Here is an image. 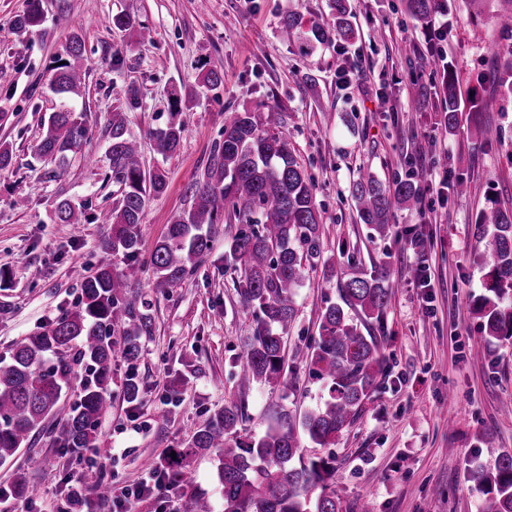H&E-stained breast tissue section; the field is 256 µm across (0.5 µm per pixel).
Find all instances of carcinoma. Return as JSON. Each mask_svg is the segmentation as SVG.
Here are the masks:
<instances>
[{
	"label": "carcinoma",
	"mask_w": 512,
	"mask_h": 512,
	"mask_svg": "<svg viewBox=\"0 0 512 512\" xmlns=\"http://www.w3.org/2000/svg\"><path fill=\"white\" fill-rule=\"evenodd\" d=\"M435 0H405L407 12L425 20ZM496 24L512 30V0H497ZM330 19L311 24L304 34L298 19L282 22L286 40H303L302 51L338 34L354 37L348 0H331ZM38 0L14 22L17 30L39 25ZM85 75L82 41L72 37L66 57L58 58L53 86L64 98L80 93ZM446 102L443 121L458 124V80L448 69L442 85ZM184 125L173 121L153 132L160 153H175ZM87 136L84 115L64 107L51 113L36 152L57 161L54 177L68 173L67 157L81 150ZM223 141L215 147L202 179L192 188L191 208L176 216L155 243L149 262L140 261L142 224L149 198L163 194L166 176L145 172L137 143L125 136L124 112L112 113L108 155L112 176L123 195L112 210L97 217L110 226L104 249L122 256L123 266L101 264L85 277L72 307L46 328L17 339L9 355L0 357V465L14 458L31 440L47 431V423L60 417L50 430L54 443L73 455L94 447L99 420L112 399V361L137 356V339L153 332L149 315L136 310L128 289L139 283L149 266L157 284L170 288L195 271L209 254L221 221L240 225L227 239L228 268L242 305L253 313V332L238 357V387L263 384L288 392L285 371L288 329L296 316L294 290L303 271L318 263L322 250L321 214L313 183L295 159L288 137L267 112L232 111L224 118ZM360 221L376 237L396 233L394 211L421 203L419 188L410 180L387 187L373 172L364 170L351 185ZM62 224L82 223L83 212L69 199L56 206ZM480 225L490 235L485 247L488 268L486 293L473 302L486 335L512 339V211L495 206L484 210ZM399 282L383 275L352 270L339 283V301L322 311L318 335L310 345L298 347L293 359L306 363L310 375L322 382L325 394L315 408L295 417L285 410L271 416L263 434L246 428L248 415L242 401L231 400L224 409L207 413L176 456L166 455L165 469L177 483H190L186 460L215 455L217 476L224 497V512H341L332 483L334 459L306 456L299 451L304 435L317 448H329L348 431L364 411L375 388L383 359L376 337L365 335L369 321L384 318ZM78 394L67 412L62 395L74 379ZM124 399L136 403L140 384L135 373L122 385ZM493 466L476 465L471 479L482 492L480 512H512V454L486 449ZM12 497L33 500L36 488L18 477L9 489Z\"/></svg>",
	"instance_id": "obj_1"
}]
</instances>
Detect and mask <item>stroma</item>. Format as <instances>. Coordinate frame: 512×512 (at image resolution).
<instances>
[{
  "mask_svg": "<svg viewBox=\"0 0 512 512\" xmlns=\"http://www.w3.org/2000/svg\"><path fill=\"white\" fill-rule=\"evenodd\" d=\"M350 4L355 39L335 37L305 55L297 41L282 39L281 24L291 14L305 28L325 21L329 0H40L43 21L26 32L14 31L13 23L29 0H0V142L15 154L12 168L0 172V355L72 306L83 277L107 258V225L74 229L59 223L55 207L67 198L92 216L119 200L107 149L112 113L129 87L138 88L140 106L126 115V135L137 142L145 169L164 171L168 183L146 207L144 260L174 217L190 208L191 187L221 139L225 113L268 104L313 179L323 258L402 281L384 318L368 325L384 358L375 391L327 450L336 461L342 512H479L482 494L466 479L468 465L487 446L512 453V415L501 409L512 399V341L484 339L472 313L486 281L479 215L492 202L512 211V99H504L498 83L512 60V33L491 21L494 0L477 6L439 0L425 21L411 16L403 0ZM125 10L136 16L135 35L110 24ZM75 35L87 73L73 104L86 112L87 142L60 181L54 162L38 157L35 147L44 119L58 107L53 66ZM359 58L361 78L354 73ZM448 65L459 77V122L452 130L436 95ZM205 66L221 71L220 86H203ZM413 77L429 90L417 103L409 97ZM176 90L189 101L181 115L185 132L179 150L166 156L151 133L171 120ZM489 98L503 101V109L474 108V100ZM422 155L435 170L465 181L468 192L449 194L429 224L418 223L417 209H400L396 234L373 237L359 221L351 183L368 169L394 185L409 179ZM19 197L25 207L15 206ZM234 230L222 225L205 262L177 286L157 287L147 272L133 291L153 333L140 338L135 361L114 360L112 405L98 436L118 485L139 484L167 449L186 441L204 414L229 398L244 401L255 433L273 411L298 415L320 400L321 386L302 363L288 365L297 379L288 396L259 384L239 390L237 356L253 322L224 271V237ZM421 262L431 275L427 288L402 276ZM337 298V283L322 267L307 269L288 347L310 343L323 308ZM131 372L142 384L134 406L122 395ZM45 456L55 458V467L40 466ZM191 469L192 488L139 498L130 512H187L200 491L223 512L212 458H193ZM19 473L41 491L36 512H63V481L74 473L92 512H113L111 502L93 494L99 468L70 459L50 435L0 465V486Z\"/></svg>",
  "mask_w": 512,
  "mask_h": 512,
  "instance_id": "35a3bbf8",
  "label": "stroma"
}]
</instances>
